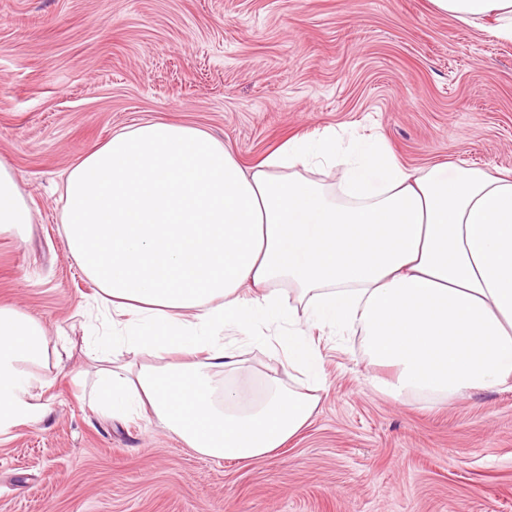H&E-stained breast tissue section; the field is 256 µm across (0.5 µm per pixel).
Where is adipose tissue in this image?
I'll list each match as a JSON object with an SVG mask.
<instances>
[{"instance_id":"adipose-tissue-1","label":"adipose tissue","mask_w":512,"mask_h":512,"mask_svg":"<svg viewBox=\"0 0 512 512\" xmlns=\"http://www.w3.org/2000/svg\"><path fill=\"white\" fill-rule=\"evenodd\" d=\"M436 14L512 42V0H429ZM338 168L337 188L304 176ZM71 254L111 309L113 347L83 339L87 396L115 417L150 414L196 452L261 459L309 422L314 395L268 376L217 385L260 344L321 383L312 332L361 331L376 389L438 399L512 389V176L462 164L411 169L378 135L292 138L245 167L190 124L142 121L65 173ZM32 222L0 162V233ZM242 347L224 342V331ZM65 355L43 323L0 303V435L37 420Z\"/></svg>"}]
</instances>
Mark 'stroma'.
Instances as JSON below:
<instances>
[{
    "mask_svg": "<svg viewBox=\"0 0 512 512\" xmlns=\"http://www.w3.org/2000/svg\"><path fill=\"white\" fill-rule=\"evenodd\" d=\"M201 127L249 166L293 137L382 134L408 167L512 173V43L429 0H0V161L33 209L0 234V301L71 349L39 420L0 435V512H512V391L396 399L358 335L315 336L319 402L257 460L91 408L97 286L64 235L65 170L134 122ZM248 348L228 380L281 370Z\"/></svg>",
    "mask_w": 512,
    "mask_h": 512,
    "instance_id": "obj_1",
    "label": "stroma"
}]
</instances>
